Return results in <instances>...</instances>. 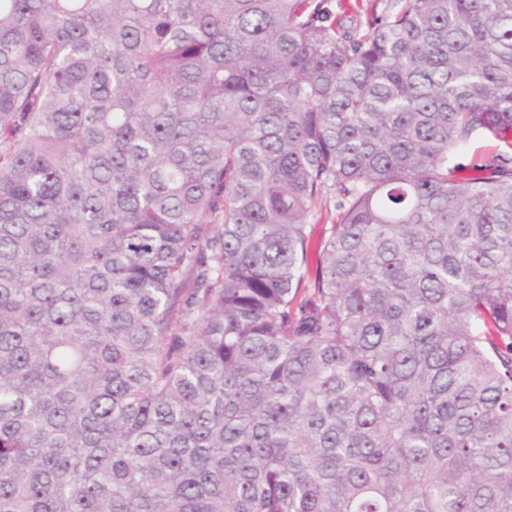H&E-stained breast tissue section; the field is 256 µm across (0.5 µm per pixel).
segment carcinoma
<instances>
[{
    "label": "carcinoma",
    "instance_id": "obj_1",
    "mask_svg": "<svg viewBox=\"0 0 512 512\" xmlns=\"http://www.w3.org/2000/svg\"><path fill=\"white\" fill-rule=\"evenodd\" d=\"M400 2L0 0V512H512V0ZM361 1V11L357 15L358 22L361 24V29L366 31L368 26L377 23V19L386 20L388 13L385 11V5L394 3L393 1L386 0H359Z\"/></svg>",
    "mask_w": 512,
    "mask_h": 512
}]
</instances>
